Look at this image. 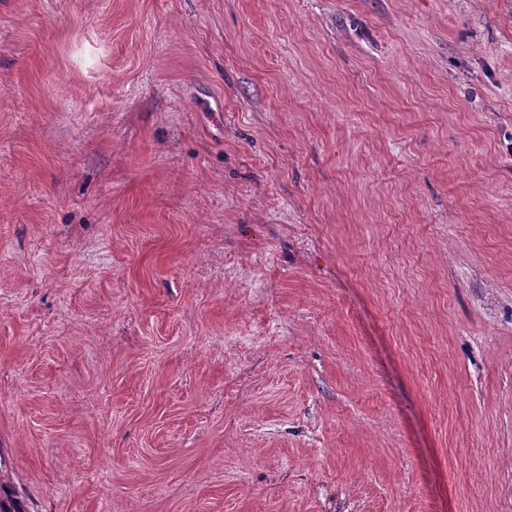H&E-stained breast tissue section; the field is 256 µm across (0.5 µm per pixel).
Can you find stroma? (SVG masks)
I'll return each mask as SVG.
<instances>
[{"mask_svg":"<svg viewBox=\"0 0 512 512\" xmlns=\"http://www.w3.org/2000/svg\"><path fill=\"white\" fill-rule=\"evenodd\" d=\"M0 476L512 512V0H0Z\"/></svg>","mask_w":512,"mask_h":512,"instance_id":"stroma-1","label":"stroma"}]
</instances>
